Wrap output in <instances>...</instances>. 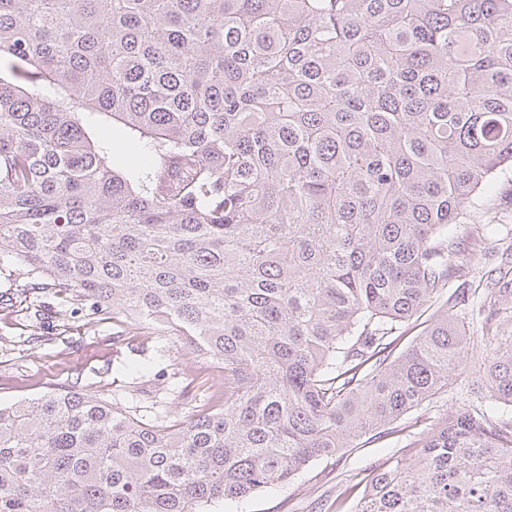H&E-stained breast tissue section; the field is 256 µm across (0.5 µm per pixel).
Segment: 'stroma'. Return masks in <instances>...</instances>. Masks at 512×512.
Returning a JSON list of instances; mask_svg holds the SVG:
<instances>
[{
  "instance_id": "obj_1",
  "label": "stroma",
  "mask_w": 512,
  "mask_h": 512,
  "mask_svg": "<svg viewBox=\"0 0 512 512\" xmlns=\"http://www.w3.org/2000/svg\"><path fill=\"white\" fill-rule=\"evenodd\" d=\"M486 224L494 231L497 245L492 254L476 256L478 271L503 264L505 251L512 244V171L499 173L496 192L486 198L471 214L468 222L458 227L459 237H468L473 225ZM24 279L0 273V291L16 293L14 308L0 310V404L29 400L56 384L91 386L103 396L124 385L123 375L114 373L115 365L133 361L135 351L153 356L166 349L160 365L169 374L184 377L187 397L173 403L172 411L189 408V397L202 394L216 375L215 369L200 367L189 349L176 338L138 335L132 338L116 335L111 321H97L73 313L71 306L56 308L49 322L32 323L26 313L27 299L22 292ZM470 343L465 354L466 367L455 385L440 395L433 409L441 415L457 409L477 376L486 350L478 325L469 328ZM407 439L398 432L371 441L361 448L349 449L344 455L313 462L288 484L272 492H262L244 500L227 504V512H326L335 499L354 506L358 492L357 475L372 464L406 451Z\"/></svg>"
}]
</instances>
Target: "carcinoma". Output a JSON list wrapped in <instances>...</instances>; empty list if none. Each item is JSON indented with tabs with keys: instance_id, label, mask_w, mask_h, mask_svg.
Returning a JSON list of instances; mask_svg holds the SVG:
<instances>
[{
	"instance_id": "cac0c4a2",
	"label": "carcinoma",
	"mask_w": 512,
	"mask_h": 512,
	"mask_svg": "<svg viewBox=\"0 0 512 512\" xmlns=\"http://www.w3.org/2000/svg\"><path fill=\"white\" fill-rule=\"evenodd\" d=\"M509 168L512 0H0V265L31 317L77 301L224 372L152 421L76 384L0 405V512H220L395 433L474 320L480 385L352 512H512V281L475 299L493 238L456 234Z\"/></svg>"
}]
</instances>
